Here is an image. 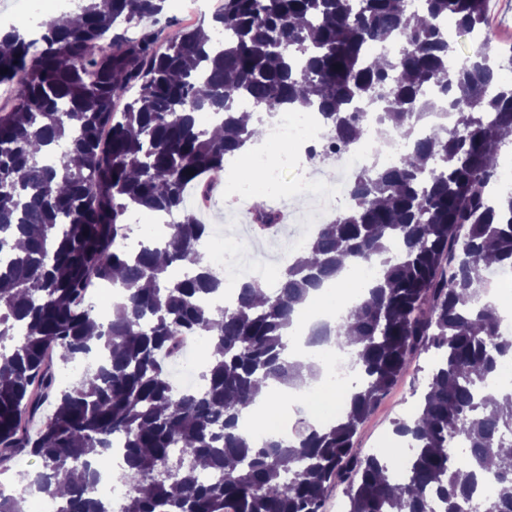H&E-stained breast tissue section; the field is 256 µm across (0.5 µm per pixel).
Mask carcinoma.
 <instances>
[{
	"label": "carcinoma",
	"instance_id": "obj_1",
	"mask_svg": "<svg viewBox=\"0 0 512 512\" xmlns=\"http://www.w3.org/2000/svg\"><path fill=\"white\" fill-rule=\"evenodd\" d=\"M166 2L79 0L75 25L4 34L0 84L13 98L0 107V473L20 456L38 467L19 473L0 512H29L32 488L61 499V512H113L93 492L92 462L116 436L120 512H320L334 479L347 484V512H435L434 500L465 512L487 484L486 512H512V390L504 406L488 394L512 335L486 299L489 272L512 268V191L489 189L493 153L512 134V89L497 81L512 57L484 35L487 0H422L416 12L405 0H224L212 19L229 36L209 46L199 26L162 50L150 33L127 35ZM389 37L396 54L373 51ZM427 89L454 112L451 127L358 173L349 206L307 244L314 258L291 260L263 301L246 283L235 305L207 304L224 282L186 193H206L201 176L262 134L234 117L240 99L254 112L315 107L349 144L368 132L354 108L376 98L379 122L413 136ZM202 112L223 117L224 135L200 126ZM139 211L180 215L163 246L124 248ZM346 260L378 268L377 283L312 340L363 375L350 409L326 425L298 420L288 442L250 439L240 406L290 379L294 306ZM92 282L122 295L121 317L95 334V308L83 305ZM189 337L211 359L201 390L176 392L165 359ZM60 348L103 359L58 391L48 357ZM430 349L417 408L392 421L411 454L357 453L358 427ZM51 395L52 414L29 433Z\"/></svg>",
	"mask_w": 512,
	"mask_h": 512
}]
</instances>
